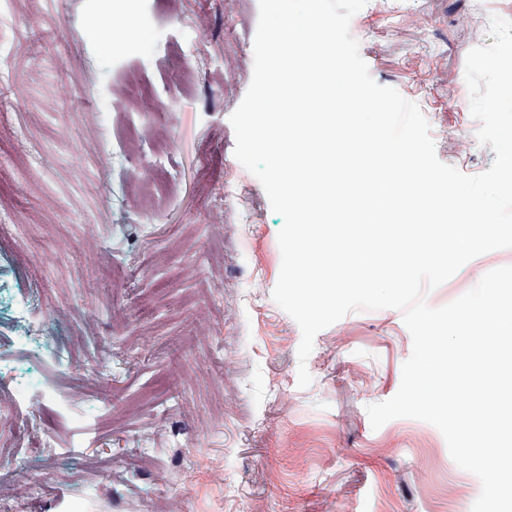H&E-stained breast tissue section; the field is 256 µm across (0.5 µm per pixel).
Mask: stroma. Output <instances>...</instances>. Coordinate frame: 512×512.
Returning <instances> with one entry per match:
<instances>
[{"mask_svg":"<svg viewBox=\"0 0 512 512\" xmlns=\"http://www.w3.org/2000/svg\"><path fill=\"white\" fill-rule=\"evenodd\" d=\"M494 15L512 20V0H368L350 24L373 79L469 175L495 158L465 81ZM258 16V0H0V286L38 289L42 332L73 362L38 370L57 397L34 404V427L58 453L48 471L0 469L6 512H471L481 483L436 427L370 424L412 353L402 311L320 331L298 385L301 330L272 299L283 219L230 122ZM89 25L110 49L82 40ZM138 26L148 44L126 39ZM131 76L151 107L131 104ZM150 173L163 183L144 206L126 187ZM503 266L512 248L426 302Z\"/></svg>","mask_w":512,"mask_h":512,"instance_id":"35a3bbf8","label":"stroma"}]
</instances>
